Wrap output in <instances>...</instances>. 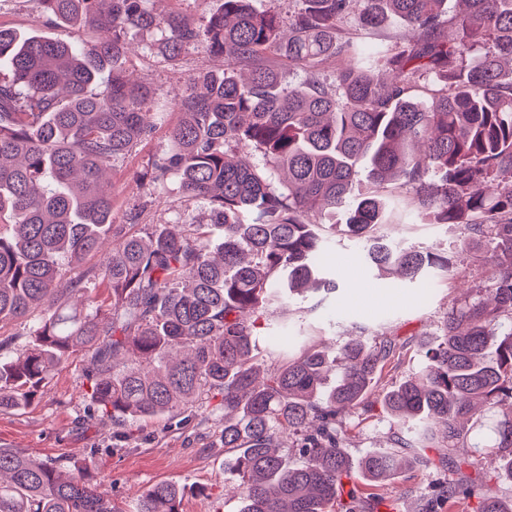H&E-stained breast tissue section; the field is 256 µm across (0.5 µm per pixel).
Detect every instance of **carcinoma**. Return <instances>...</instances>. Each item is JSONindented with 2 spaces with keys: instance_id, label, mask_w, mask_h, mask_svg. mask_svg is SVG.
I'll use <instances>...</instances> for the list:
<instances>
[{
  "instance_id": "1",
  "label": "carcinoma",
  "mask_w": 512,
  "mask_h": 512,
  "mask_svg": "<svg viewBox=\"0 0 512 512\" xmlns=\"http://www.w3.org/2000/svg\"><path fill=\"white\" fill-rule=\"evenodd\" d=\"M74 30L58 42L0 27V323L41 312L24 349L0 341V408L31 403L72 356L89 359L91 398L127 428L219 399L201 417L224 422V469L241 489L239 512H378L376 488L403 469L432 470L431 504L476 499L472 512H512L484 481L512 484V415L493 431L485 469L461 452L464 419L512 402V0H294L291 14L223 0L195 26L152 0H33ZM398 18L407 33H383ZM176 62L188 46L224 56L179 89L173 149L155 160L154 187L175 176L208 224H146L113 235L104 170L150 125L148 78L126 75L130 38ZM340 61L330 77L315 68ZM305 73L286 80L288 68ZM288 170L275 183L265 171ZM369 187L354 194L363 169ZM410 216L461 230L464 251L496 241L484 296L452 308L437 340L420 345L418 374L387 391L396 424L389 447L358 461L346 451L352 410L375 406L382 373L403 346L381 336L330 349L283 336L264 364L258 322L276 303L336 290L315 265L326 246L323 216L346 213L381 275L448 280V257L395 249L382 228L400 191ZM108 249L97 277L112 290L105 317L78 311L84 283L63 293L62 270ZM266 376L258 381L261 366ZM436 450L438 459L429 456ZM452 464L454 475H447ZM182 489L158 482L137 512H181ZM0 512H119L88 466L66 468L0 448Z\"/></svg>"
}]
</instances>
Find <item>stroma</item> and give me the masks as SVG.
I'll return each instance as SVG.
<instances>
[{
	"mask_svg": "<svg viewBox=\"0 0 512 512\" xmlns=\"http://www.w3.org/2000/svg\"><path fill=\"white\" fill-rule=\"evenodd\" d=\"M0 26L27 31L54 41L72 38L69 27L51 22L33 0H0ZM223 59L189 49L172 66L153 54L135 57L129 77L150 78L155 93L148 105L150 130L109 173L113 186L112 222L123 233L144 224H170L180 220L203 223L206 205L185 200L177 178L163 187L156 199L144 175L154 160L170 152V132L179 121L172 101L173 89L189 73L202 67H223ZM386 234L404 247L431 251L448 259L447 284L398 278L380 279L360 263V245L344 231L327 239L326 263L336 280L330 294H308L277 309L258 330L261 346H270L281 333L297 336L309 326L339 340H373L386 335L404 342L396 369L384 372L380 388L389 389L414 373L422 355V339L435 338L448 310L475 296L491 273L492 246L469 253L459 248L460 231L447 224H389ZM91 382L82 358H72L42 384L33 402L22 409L0 408V448H23L44 461L87 460L91 471L110 490L121 512H136L143 492L160 481L185 487L181 512H238L239 494L224 471L223 423L171 426L166 417L135 426V438L118 444V426L90 400ZM390 419L383 410L353 415L348 428V453L362 457L369 449L385 446ZM427 471L409 470L384 483L382 490L395 503L394 512H423Z\"/></svg>",
	"mask_w": 512,
	"mask_h": 512,
	"instance_id": "1",
	"label": "stroma"
}]
</instances>
